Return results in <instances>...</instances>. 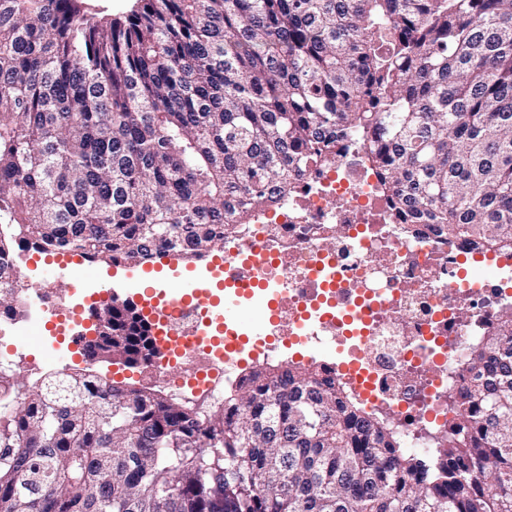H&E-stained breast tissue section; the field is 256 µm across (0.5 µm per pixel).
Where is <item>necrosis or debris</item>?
<instances>
[{
	"label": "necrosis or debris",
	"mask_w": 512,
	"mask_h": 512,
	"mask_svg": "<svg viewBox=\"0 0 512 512\" xmlns=\"http://www.w3.org/2000/svg\"><path fill=\"white\" fill-rule=\"evenodd\" d=\"M224 283L253 289L265 313L279 302L272 333L292 348L333 347L325 365L354 399L382 414L405 448L434 453L472 345L512 310V252L473 249L430 224L397 221L364 151L296 181L287 196L230 225ZM16 293L29 307L0 327L26 335L46 316H68L58 291L30 279ZM168 382L183 401L208 406L234 386L238 358L207 343L198 309L167 316Z\"/></svg>",
	"instance_id": "4bbe7bcc"
}]
</instances>
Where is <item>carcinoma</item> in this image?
Returning a JSON list of instances; mask_svg holds the SVG:
<instances>
[{"label":"carcinoma","instance_id":"carcinoma-1","mask_svg":"<svg viewBox=\"0 0 512 512\" xmlns=\"http://www.w3.org/2000/svg\"><path fill=\"white\" fill-rule=\"evenodd\" d=\"M0 0V224L91 260L200 258L361 144L410 224L512 250V0ZM17 271L0 265V309ZM100 349L147 364L128 303ZM435 457L319 368L187 407L85 369L12 396L0 512H512V310L475 345ZM136 0H86L92 12H98V16L122 17L134 6Z\"/></svg>","mask_w":512,"mask_h":512}]
</instances>
